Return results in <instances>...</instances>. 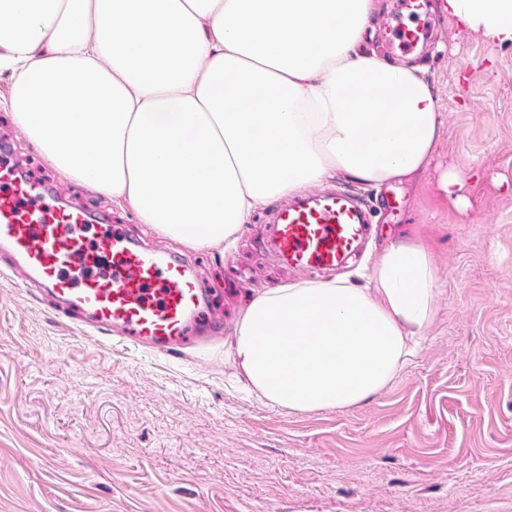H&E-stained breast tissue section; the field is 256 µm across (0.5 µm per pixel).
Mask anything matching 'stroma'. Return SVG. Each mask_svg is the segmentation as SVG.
Here are the masks:
<instances>
[{
  "label": "stroma",
  "instance_id": "1",
  "mask_svg": "<svg viewBox=\"0 0 512 512\" xmlns=\"http://www.w3.org/2000/svg\"><path fill=\"white\" fill-rule=\"evenodd\" d=\"M414 15L432 35L406 54L394 33ZM364 46L425 68L444 126L428 166L382 192L332 179L377 227L344 274L413 239L442 294L414 356L346 410L268 403L234 361L254 297L330 278L268 249L277 206L252 213L227 248L162 235L53 168L14 125L0 77V152L59 200L189 265L224 327L173 356L100 342L0 253V512H512V47L459 29L443 0L417 12L377 0ZM451 173L466 209L443 188Z\"/></svg>",
  "mask_w": 512,
  "mask_h": 512
}]
</instances>
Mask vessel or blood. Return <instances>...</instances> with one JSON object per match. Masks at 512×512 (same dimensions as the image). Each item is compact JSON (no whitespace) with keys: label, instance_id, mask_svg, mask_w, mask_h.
<instances>
[{"label":"vessel or blood","instance_id":"obj_1","mask_svg":"<svg viewBox=\"0 0 512 512\" xmlns=\"http://www.w3.org/2000/svg\"><path fill=\"white\" fill-rule=\"evenodd\" d=\"M369 234L355 199L324 190L278 211L273 247L293 268L338 271ZM0 249L95 331L167 354L209 331L203 290L185 267L147 252L120 225L92 229L81 207L22 179L7 157L0 159Z\"/></svg>","mask_w":512,"mask_h":512}]
</instances>
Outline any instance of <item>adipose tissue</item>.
Masks as SVG:
<instances>
[{"label": "adipose tissue", "mask_w": 512, "mask_h": 512, "mask_svg": "<svg viewBox=\"0 0 512 512\" xmlns=\"http://www.w3.org/2000/svg\"><path fill=\"white\" fill-rule=\"evenodd\" d=\"M512 45V0H444ZM375 0H0L15 125L69 179L127 200L194 248L334 175L379 186L421 170L444 116L417 68L362 46ZM441 290L396 240L365 285L294 283L236 329L250 385L301 412L381 392L425 338Z\"/></svg>", "instance_id": "ef3b65f1"}]
</instances>
